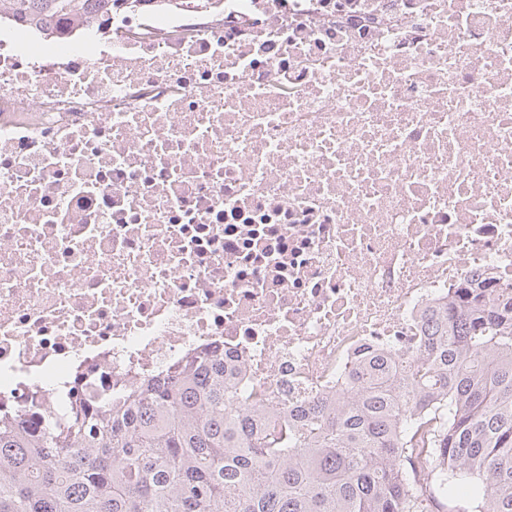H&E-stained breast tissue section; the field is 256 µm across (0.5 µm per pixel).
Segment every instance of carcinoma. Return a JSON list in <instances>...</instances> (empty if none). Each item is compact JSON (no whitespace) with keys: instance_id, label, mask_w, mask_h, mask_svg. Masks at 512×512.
I'll list each match as a JSON object with an SVG mask.
<instances>
[{"instance_id":"cac0c4a2","label":"carcinoma","mask_w":512,"mask_h":512,"mask_svg":"<svg viewBox=\"0 0 512 512\" xmlns=\"http://www.w3.org/2000/svg\"><path fill=\"white\" fill-rule=\"evenodd\" d=\"M114 0H0L38 33ZM459 287L409 372L272 423L190 359L122 401L0 420V512H512V304Z\"/></svg>"}]
</instances>
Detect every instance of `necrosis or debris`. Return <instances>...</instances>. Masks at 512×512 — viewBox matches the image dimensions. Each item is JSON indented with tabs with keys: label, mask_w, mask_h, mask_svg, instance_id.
<instances>
[{
	"label": "necrosis or debris",
	"mask_w": 512,
	"mask_h": 512,
	"mask_svg": "<svg viewBox=\"0 0 512 512\" xmlns=\"http://www.w3.org/2000/svg\"><path fill=\"white\" fill-rule=\"evenodd\" d=\"M0 33V417L211 351L270 417L512 299V0H114Z\"/></svg>",
	"instance_id": "necrosis-or-debris-1"
}]
</instances>
